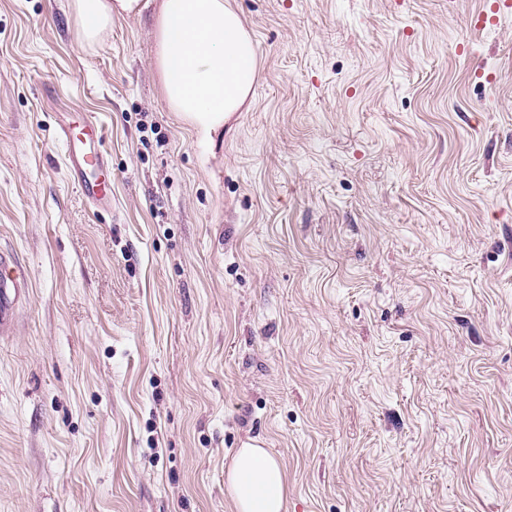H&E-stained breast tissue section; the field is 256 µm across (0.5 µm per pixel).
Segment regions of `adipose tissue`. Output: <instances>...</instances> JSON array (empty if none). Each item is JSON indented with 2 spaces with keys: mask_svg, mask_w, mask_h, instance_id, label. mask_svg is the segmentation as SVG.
<instances>
[{
  "mask_svg": "<svg viewBox=\"0 0 512 512\" xmlns=\"http://www.w3.org/2000/svg\"><path fill=\"white\" fill-rule=\"evenodd\" d=\"M83 43L114 18L140 9V0H71ZM155 57L169 111L195 128L201 145L243 109L257 76L253 40L227 0H161L154 30ZM236 512H285L286 474L265 449L241 448L227 475Z\"/></svg>",
  "mask_w": 512,
  "mask_h": 512,
  "instance_id": "1",
  "label": "adipose tissue"
}]
</instances>
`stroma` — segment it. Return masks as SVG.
Returning a JSON list of instances; mask_svg holds the SVG:
<instances>
[{
	"instance_id": "obj_1",
	"label": "stroma",
	"mask_w": 512,
	"mask_h": 512,
	"mask_svg": "<svg viewBox=\"0 0 512 512\" xmlns=\"http://www.w3.org/2000/svg\"><path fill=\"white\" fill-rule=\"evenodd\" d=\"M158 2L84 45L70 0H0V512H235L251 440L286 512H512V15L229 0L258 73L205 148ZM62 137L68 147L72 161L74 177L77 179L85 195L97 201L105 199V184L98 179L90 181L87 177V170L90 168H100L104 165L102 152L99 148L94 152L87 149L86 139L74 138L72 128H62ZM30 287L26 270L16 263H10L0 252V335L11 336L14 326V308Z\"/></svg>"
}]
</instances>
